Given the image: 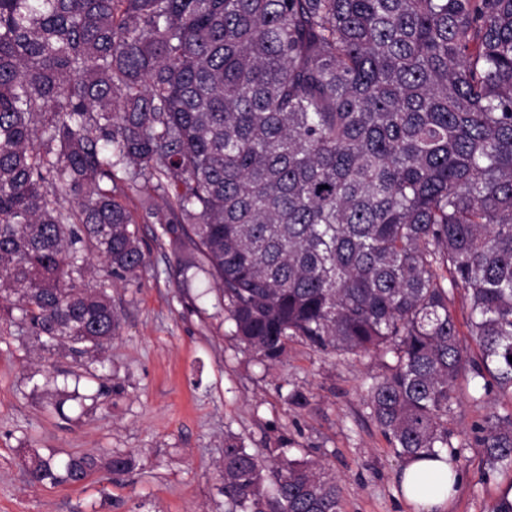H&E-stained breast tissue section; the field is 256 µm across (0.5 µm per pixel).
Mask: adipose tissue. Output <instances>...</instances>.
Wrapping results in <instances>:
<instances>
[{"instance_id": "ef3b65f1", "label": "adipose tissue", "mask_w": 512, "mask_h": 512, "mask_svg": "<svg viewBox=\"0 0 512 512\" xmlns=\"http://www.w3.org/2000/svg\"><path fill=\"white\" fill-rule=\"evenodd\" d=\"M456 481V472L444 458L411 462L400 474L402 495L415 512H446Z\"/></svg>"}]
</instances>
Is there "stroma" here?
<instances>
[{"label": "stroma", "instance_id": "obj_1", "mask_svg": "<svg viewBox=\"0 0 512 512\" xmlns=\"http://www.w3.org/2000/svg\"><path fill=\"white\" fill-rule=\"evenodd\" d=\"M149 252L136 282L110 293L121 328L100 380L76 381L83 360L50 350L30 331L0 328V512H225L224 440L240 439L261 458L278 448L320 461L338 479L341 512H411L401 500L406 465L389 447L365 404V383L383 372L381 357L324 354L294 345L266 366L247 352L218 290L197 273L173 278L175 258L159 238L165 209L143 189L123 199ZM448 412L451 455L462 475L449 512H487L512 469L489 470L477 445L490 414L512 413V396L491 389L473 400L460 379ZM309 399L288 403L290 390ZM64 400L63 414L52 405ZM122 453L129 472L99 469L80 485L30 484L34 454Z\"/></svg>", "mask_w": 512, "mask_h": 512}]
</instances>
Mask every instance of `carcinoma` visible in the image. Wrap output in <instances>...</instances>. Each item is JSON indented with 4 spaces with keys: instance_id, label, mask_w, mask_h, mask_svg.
Here are the masks:
<instances>
[{
    "instance_id": "cac0c4a2",
    "label": "carcinoma",
    "mask_w": 512,
    "mask_h": 512,
    "mask_svg": "<svg viewBox=\"0 0 512 512\" xmlns=\"http://www.w3.org/2000/svg\"><path fill=\"white\" fill-rule=\"evenodd\" d=\"M139 178L258 361L390 358L366 406L398 457L452 447L465 373L512 391V0H0V325L101 362L107 282L148 265L121 203ZM481 431L511 468L512 414ZM99 466L37 453L28 477ZM222 478L228 512H341L324 465L235 437Z\"/></svg>"
}]
</instances>
